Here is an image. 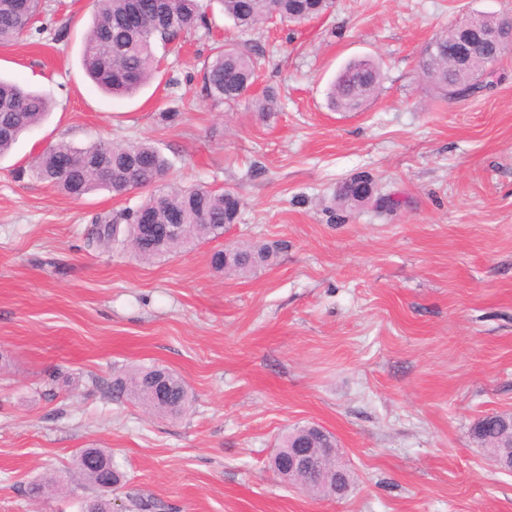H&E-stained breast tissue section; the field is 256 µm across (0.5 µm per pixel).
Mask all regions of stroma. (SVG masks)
<instances>
[{"label": "stroma", "instance_id": "obj_1", "mask_svg": "<svg viewBox=\"0 0 512 512\" xmlns=\"http://www.w3.org/2000/svg\"><path fill=\"white\" fill-rule=\"evenodd\" d=\"M200 3L208 27L130 98L84 73L94 0H45L0 48V76L51 103L0 156V512H83V448L125 474L112 512L132 493L154 512H512V472L470 437L483 416L512 413V53L493 89L465 100H442L419 67L436 37L474 11L512 14V0H334L321 18L247 33ZM242 40L265 53L271 117L203 90L212 48ZM364 57L381 65L376 93L331 110L337 72ZM145 140L184 183L238 193L224 245L282 243L276 265L215 271L208 241L161 262L89 247L93 217L144 191L75 198L27 173L60 142ZM360 172L398 207L335 208ZM152 365L185 379L187 413L100 388ZM310 423L355 475L344 497L271 468L283 436ZM34 483L56 489L34 499Z\"/></svg>", "mask_w": 512, "mask_h": 512}]
</instances>
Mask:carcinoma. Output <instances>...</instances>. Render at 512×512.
<instances>
[{"label": "carcinoma", "instance_id": "1", "mask_svg": "<svg viewBox=\"0 0 512 512\" xmlns=\"http://www.w3.org/2000/svg\"><path fill=\"white\" fill-rule=\"evenodd\" d=\"M224 16L243 31L267 22L300 24L325 14L331 0H217ZM41 0H0V48L11 46L38 18ZM198 27H208L205 13L196 0H96V12L83 46L82 62L91 80L112 96H131L159 72L160 58L154 45L168 47ZM433 41L420 67L427 82L449 99H466L493 84L492 67L497 61L493 47L476 41L467 62H448V36ZM265 55L253 44L216 47L204 66L203 82L207 96L215 103L234 104L251 98L256 112L268 117L277 111L278 100L270 86L251 93ZM380 65L371 59L348 61L336 74L328 92L333 110L356 112L379 87ZM50 112L47 99L16 81L0 78V156L8 153L18 138L42 122ZM112 168V180L103 177ZM174 165L148 142L111 145L92 142L82 147L58 143L34 159L30 170L39 181L69 195L82 196L106 187L116 196L137 188L149 195L142 206L152 214L153 224L137 223L136 210L122 209L115 215L96 218L92 236L103 246L127 242L136 254L150 262L181 252L197 241L224 237V225L239 220L241 197L231 190H215L203 185L182 186L173 172ZM374 180L359 173L336 187L340 208L362 205L374 198ZM281 247L244 242L230 247L229 265L224 250L211 254L217 271L248 275L275 263ZM112 398L134 400L160 416H177L191 405L192 395L185 381L166 367L151 366L123 371L104 387ZM472 440L491 455L512 439V429L493 418L479 420L472 429ZM305 442L311 448L323 447V435L313 425L288 432L279 449L288 456V445ZM94 455L86 464L82 456ZM73 463L97 492L95 509L103 507V484L120 482V473L111 453L101 448L79 451Z\"/></svg>", "mask_w": 512, "mask_h": 512}]
</instances>
